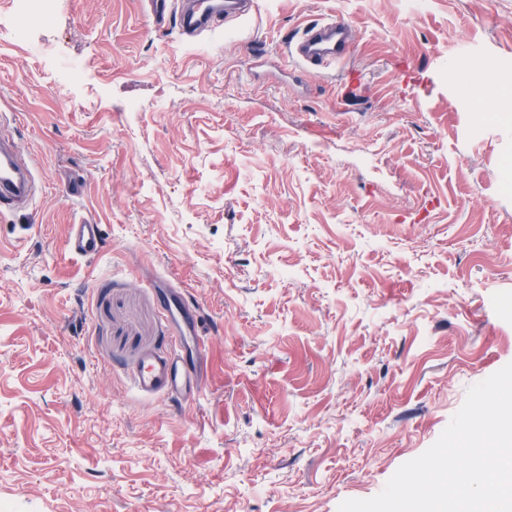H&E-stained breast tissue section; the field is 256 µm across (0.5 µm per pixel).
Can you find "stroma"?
<instances>
[{
  "instance_id": "obj_1",
  "label": "stroma",
  "mask_w": 512,
  "mask_h": 512,
  "mask_svg": "<svg viewBox=\"0 0 512 512\" xmlns=\"http://www.w3.org/2000/svg\"><path fill=\"white\" fill-rule=\"evenodd\" d=\"M13 35L0 111L41 192L0 216V505L10 512H338L426 451L512 363V0H254L201 41L144 0H50ZM331 15L335 78L284 66ZM102 224L94 261L70 227ZM208 318L197 405L137 390Z\"/></svg>"
}]
</instances>
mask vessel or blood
Masks as SVG:
<instances>
[{
  "instance_id": "1",
  "label": "vessel or blood",
  "mask_w": 512,
  "mask_h": 512,
  "mask_svg": "<svg viewBox=\"0 0 512 512\" xmlns=\"http://www.w3.org/2000/svg\"><path fill=\"white\" fill-rule=\"evenodd\" d=\"M157 25L175 22L179 36L194 43L224 23L250 12V0H147ZM356 48L355 31L344 18L333 16L308 27L297 41L285 43L283 55L292 66L327 75L334 65L348 60ZM40 187L34 174V161L19 140L0 135V214L29 206ZM66 247L86 261H95L105 248L101 225L91 222L72 225ZM167 319L174 335L191 339L199 360L183 363L179 354L168 357L145 356L134 371L136 387L146 393L186 396L208 380L207 341L202 331L199 307L184 298L172 301Z\"/></svg>"
}]
</instances>
